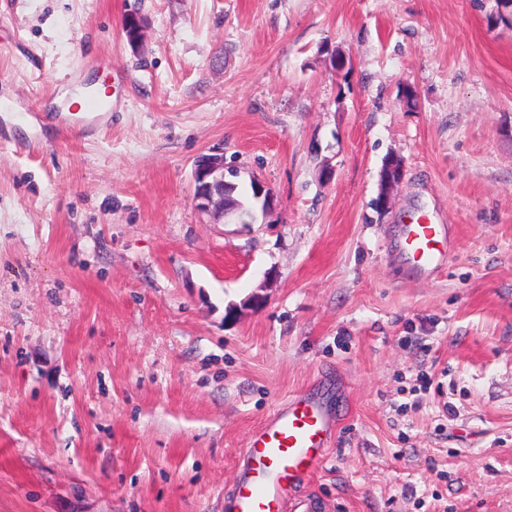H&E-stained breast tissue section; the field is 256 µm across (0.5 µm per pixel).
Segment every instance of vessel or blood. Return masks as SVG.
Here are the masks:
<instances>
[{
    "label": "vessel or blood",
    "mask_w": 512,
    "mask_h": 512,
    "mask_svg": "<svg viewBox=\"0 0 512 512\" xmlns=\"http://www.w3.org/2000/svg\"><path fill=\"white\" fill-rule=\"evenodd\" d=\"M59 121L68 128L103 126L112 121L111 105L91 94L82 112L64 113ZM452 245L444 225L419 216L401 225L395 247L406 264L426 274L443 264ZM332 436V417L319 401L289 398L240 453L237 481L224 494L226 512H285L287 489L320 467Z\"/></svg>",
    "instance_id": "b4317fda"
}]
</instances>
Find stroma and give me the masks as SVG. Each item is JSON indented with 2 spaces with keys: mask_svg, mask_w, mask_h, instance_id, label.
Returning a JSON list of instances; mask_svg holds the SVG:
<instances>
[{
  "mask_svg": "<svg viewBox=\"0 0 512 512\" xmlns=\"http://www.w3.org/2000/svg\"><path fill=\"white\" fill-rule=\"evenodd\" d=\"M496 9L0 0V512H224L251 433L306 392L341 413L302 488L315 512H512ZM86 76L112 86L110 126L16 123L70 111ZM203 153L261 180L274 215L201 216ZM421 214L455 230L429 276L394 250ZM404 176V169L397 160L387 161L381 171V194L379 198L380 205L384 202V197H387L395 187H397Z\"/></svg>",
  "mask_w": 512,
  "mask_h": 512,
  "instance_id": "1",
  "label": "stroma"
}]
</instances>
